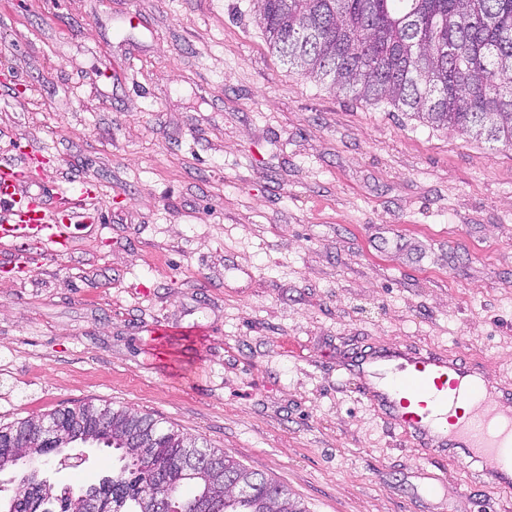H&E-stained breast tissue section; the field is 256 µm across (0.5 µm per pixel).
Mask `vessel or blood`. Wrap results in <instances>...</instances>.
<instances>
[{"mask_svg":"<svg viewBox=\"0 0 512 512\" xmlns=\"http://www.w3.org/2000/svg\"><path fill=\"white\" fill-rule=\"evenodd\" d=\"M22 154L27 165L0 163V204L9 210L8 220L0 223V243L20 252L33 239L54 250L67 247L77 206L72 197L61 196L59 216L48 218L29 172L40 155L30 145ZM345 369L403 433L479 463L491 489H512V387L458 357L429 349L384 345L352 358Z\"/></svg>","mask_w":512,"mask_h":512,"instance_id":"1","label":"vessel or blood"}]
</instances>
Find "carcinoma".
<instances>
[{"mask_svg": "<svg viewBox=\"0 0 512 512\" xmlns=\"http://www.w3.org/2000/svg\"><path fill=\"white\" fill-rule=\"evenodd\" d=\"M257 12L283 60L334 92L512 148V0H257ZM46 418L52 444L38 418L0 425V473L20 450L35 463L0 512H76L82 500L92 512H157L162 497L168 512H308L277 481L149 414L85 403ZM89 441L112 449V475L78 490L41 477L52 455ZM192 450L207 465L187 471ZM238 481L247 495L230 489Z\"/></svg>", "mask_w": 512, "mask_h": 512, "instance_id": "1", "label": "carcinoma"}]
</instances>
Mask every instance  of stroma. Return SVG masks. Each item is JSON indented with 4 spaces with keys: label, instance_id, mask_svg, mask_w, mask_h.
<instances>
[{
    "label": "stroma",
    "instance_id": "obj_1",
    "mask_svg": "<svg viewBox=\"0 0 512 512\" xmlns=\"http://www.w3.org/2000/svg\"><path fill=\"white\" fill-rule=\"evenodd\" d=\"M97 182L71 247L0 248V424L126 407L308 512H512L342 369L378 345L512 385V148L301 75L255 0H0V162ZM45 470L94 483L112 458Z\"/></svg>",
    "mask_w": 512,
    "mask_h": 512
}]
</instances>
